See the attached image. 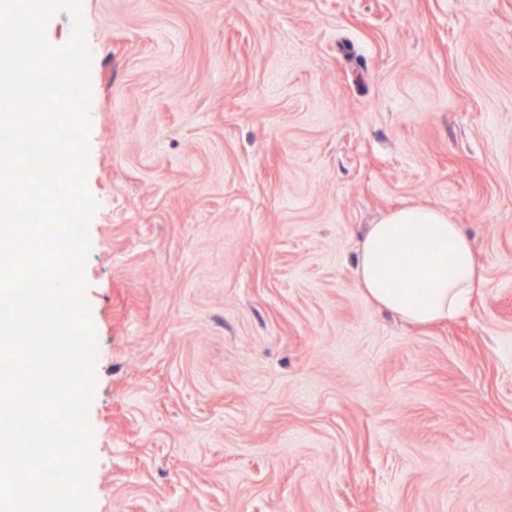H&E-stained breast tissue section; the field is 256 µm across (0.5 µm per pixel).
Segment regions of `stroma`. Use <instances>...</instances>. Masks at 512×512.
I'll use <instances>...</instances> for the list:
<instances>
[{"instance_id": "1", "label": "stroma", "mask_w": 512, "mask_h": 512, "mask_svg": "<svg viewBox=\"0 0 512 512\" xmlns=\"http://www.w3.org/2000/svg\"><path fill=\"white\" fill-rule=\"evenodd\" d=\"M94 512H512V0H82ZM405 205L483 270L354 280ZM422 251L412 259L402 253ZM355 282L366 300L413 325H428L459 314L482 270L469 237L443 211L429 206L388 212L358 243ZM398 282L397 287L392 283Z\"/></svg>"}]
</instances>
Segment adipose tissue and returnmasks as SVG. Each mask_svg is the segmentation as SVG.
Wrapping results in <instances>:
<instances>
[{"mask_svg": "<svg viewBox=\"0 0 512 512\" xmlns=\"http://www.w3.org/2000/svg\"><path fill=\"white\" fill-rule=\"evenodd\" d=\"M411 239L427 248L414 258L402 249ZM355 282L366 300L413 325L459 314L483 279L461 225L429 206L400 208L371 225L356 249Z\"/></svg>", "mask_w": 512, "mask_h": 512, "instance_id": "obj_1", "label": "adipose tissue"}]
</instances>
